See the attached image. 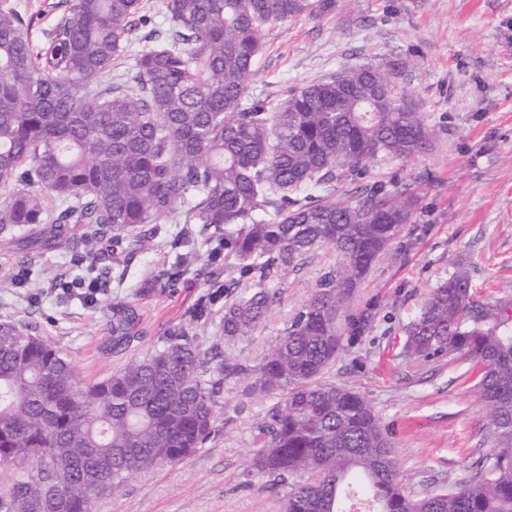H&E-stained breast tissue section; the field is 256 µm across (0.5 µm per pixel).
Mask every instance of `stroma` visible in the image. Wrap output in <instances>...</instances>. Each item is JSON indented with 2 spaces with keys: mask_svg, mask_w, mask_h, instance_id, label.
Segmentation results:
<instances>
[{
  "mask_svg": "<svg viewBox=\"0 0 512 512\" xmlns=\"http://www.w3.org/2000/svg\"><path fill=\"white\" fill-rule=\"evenodd\" d=\"M313 9L264 30L265 47L248 83L252 99L279 106L292 90L366 65L396 67V81L416 111L437 128L432 146L406 161L369 166L361 182L336 181L334 196L354 198L359 183L396 181L416 198L410 224L373 267L359 297L379 299L370 331L341 351L323 379L367 398L411 494L468 481L486 463L488 414L476 367L461 356L406 361L399 351L407 325L430 291L456 270L467 272L482 307L512 301V0H311ZM174 217L125 265L109 262L92 303L63 295L58 278L88 275L67 248L49 253L24 282L18 254L0 251V322L40 337L71 360L81 379L123 364L112 354V306L129 303L141 321L127 350L160 347L198 305L209 319L196 330L202 350L219 346L233 361L255 364L288 328L335 252L315 251L281 281V302L251 335L220 338L226 294L251 287L233 259H212V245L175 248ZM184 257L177 287L163 270ZM274 396L224 381L217 409L223 427L206 448L175 467L129 480L101 499L98 512H281L285 487L260 489L249 472L258 427Z\"/></svg>",
  "mask_w": 512,
  "mask_h": 512,
  "instance_id": "obj_1",
  "label": "stroma"
}]
</instances>
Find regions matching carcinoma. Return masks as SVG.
<instances>
[{
  "mask_svg": "<svg viewBox=\"0 0 512 512\" xmlns=\"http://www.w3.org/2000/svg\"><path fill=\"white\" fill-rule=\"evenodd\" d=\"M143 0H65L48 51L35 16L0 0V249L32 268L62 245L79 258L142 248L140 228L185 206V223L221 239L251 291L224 304L221 336H248L279 302V281L327 246L339 257L255 365L200 350L205 309L148 351L94 380L37 336L0 324V512H96L134 472L180 464L218 434L224 379L278 400L259 427L250 470L285 485L283 512H512V303L479 309L456 271L407 326L399 356L463 353L490 409L491 464L422 498L402 483L389 439L364 396L322 381L338 352L370 330L378 302H356L372 265L411 223L397 183L352 201L312 190L361 177L374 161L406 160L433 139L393 73L373 65L294 90L270 110L247 80L264 27L310 0H167L164 28ZM154 44L116 85L99 88L137 33ZM140 325L112 305V352Z\"/></svg>",
  "mask_w": 512,
  "mask_h": 512,
  "instance_id": "carcinoma-1",
  "label": "carcinoma"
}]
</instances>
